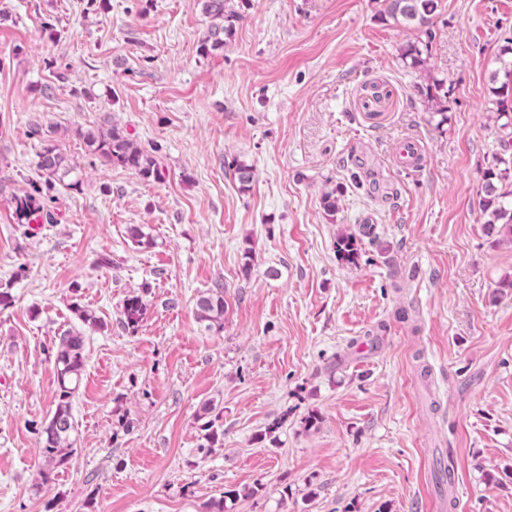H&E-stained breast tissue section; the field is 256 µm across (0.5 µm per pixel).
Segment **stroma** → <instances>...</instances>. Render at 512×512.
I'll return each instance as SVG.
<instances>
[{
	"label": "stroma",
	"mask_w": 512,
	"mask_h": 512,
	"mask_svg": "<svg viewBox=\"0 0 512 512\" xmlns=\"http://www.w3.org/2000/svg\"><path fill=\"white\" fill-rule=\"evenodd\" d=\"M228 7L234 36L205 58L198 0H0V512H198L257 482L235 512H512V247L479 208L512 0H439L423 72L397 56L418 31L380 21L379 0ZM431 77L441 126L416 91ZM109 118L163 180L89 154L82 132ZM408 138L420 165L399 159ZM49 141L74 170L44 200L53 223H18ZM237 158L255 167L245 194ZM218 286L220 331L195 315ZM142 289L130 334L120 307ZM76 301L104 326L84 331L78 451L43 486L48 347ZM206 401L224 444L205 456Z\"/></svg>",
	"instance_id": "1"
}]
</instances>
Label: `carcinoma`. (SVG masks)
I'll list each match as a JSON object with an SVG mask.
<instances>
[{
    "label": "carcinoma",
    "instance_id": "obj_1",
    "mask_svg": "<svg viewBox=\"0 0 512 512\" xmlns=\"http://www.w3.org/2000/svg\"><path fill=\"white\" fill-rule=\"evenodd\" d=\"M381 20L395 24H407L419 31L427 39L433 37V27L438 0H380ZM202 13L207 19V32L199 45V53L209 55L224 49L235 30L238 16L226 6L227 0H199ZM423 41L406 42L398 48V57L404 67L426 71L427 58L423 57ZM497 60L500 71L506 81L494 89L496 96L495 122L500 134L501 151L493 157V165L485 169L481 186L479 207L485 218L486 226L497 236L500 245L512 246V99L505 95V89L512 86V36L504 39ZM418 93L428 104L433 114L440 116L439 123L448 121V108L444 97L443 82L432 77L425 85L418 86ZM84 139L93 155L101 162L119 165L135 171L142 178L161 179V171L152 153L138 146L130 136L112 121L107 127L84 135ZM38 169L44 177V186L36 185L33 192L16 199V211L19 218L27 224H44L52 220V214L44 209L40 198L43 189H52L72 170L66 155L53 142L45 144L38 155ZM234 178L239 190L246 193L251 190L255 180V169L245 161L234 160L232 164ZM339 258L348 263L358 262L360 250L357 237L353 234L342 235L337 241ZM148 288L128 295L121 305L120 322L124 329L134 334L144 320L147 304L144 296ZM71 311L82 325L91 329L103 327L96 311L77 302ZM224 289H209L196 301V316L207 328L224 329ZM53 359L56 388L50 416L42 422L39 430L40 453L44 464L39 471L40 483L46 485L55 480L59 471L67 468L77 452V422L73 415L72 401L78 394L84 373V336L77 329H69L53 339L49 348ZM222 413L216 411L211 402H206L197 415L199 431L203 443L200 449L209 453L224 441V429L221 423ZM240 495L228 490L219 498H212L201 505V512H230L227 502H235Z\"/></svg>",
    "mask_w": 512,
    "mask_h": 512
}]
</instances>
